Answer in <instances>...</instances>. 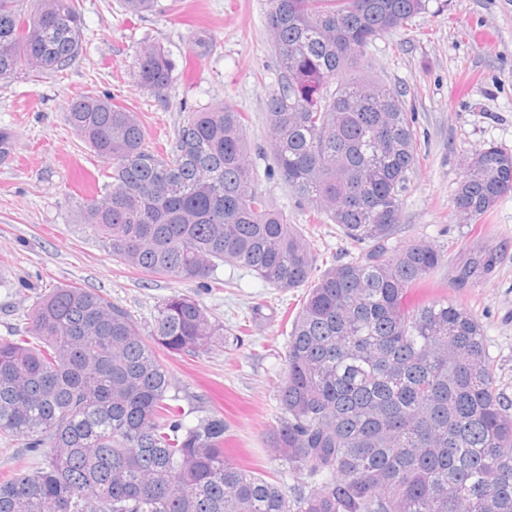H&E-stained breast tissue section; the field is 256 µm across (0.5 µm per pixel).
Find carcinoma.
<instances>
[{
    "instance_id": "cac0c4a2",
    "label": "carcinoma",
    "mask_w": 512,
    "mask_h": 512,
    "mask_svg": "<svg viewBox=\"0 0 512 512\" xmlns=\"http://www.w3.org/2000/svg\"><path fill=\"white\" fill-rule=\"evenodd\" d=\"M77 0H0V82L24 65L64 71L79 56ZM429 0H270L268 38L284 76L266 101L271 164L312 218L336 225L348 260L321 262L313 240L256 186L247 116L189 113L164 149L136 112L80 96L67 124L111 164L104 191L76 204L112 257L148 276L222 288L216 270L252 271L280 290L308 288L296 312L267 435L288 485L235 462L224 417L184 422L156 353L224 346V326L188 295L156 309L148 335L126 308L77 285L52 289L25 335L0 339V441L42 453L36 471L0 482V512H512V397L483 327L446 297L410 296L444 261L424 239H391L419 163L403 95L359 69L377 36ZM132 15L157 0H120ZM174 62L142 47L138 85L167 101ZM460 224L512 195V153L463 159ZM500 263L480 249L456 274L471 286Z\"/></svg>"
}]
</instances>
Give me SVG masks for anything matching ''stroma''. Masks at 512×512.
<instances>
[{
  "instance_id": "stroma-1",
  "label": "stroma",
  "mask_w": 512,
  "mask_h": 512,
  "mask_svg": "<svg viewBox=\"0 0 512 512\" xmlns=\"http://www.w3.org/2000/svg\"><path fill=\"white\" fill-rule=\"evenodd\" d=\"M268 9L269 0H158L155 12L134 16L118 0H80L84 42L74 64L0 82V128L14 135L10 156L0 161V337L21 334L26 312L60 286L105 294L144 325L165 298L193 297L223 325L224 344L196 357L166 356L185 421L220 413L225 448L263 473L278 468L266 435L279 419L276 387L304 289L281 291L224 265L216 274L231 286L211 291L114 261L103 238L73 215L75 200L99 192L110 170L67 125L64 111L82 95L110 97L138 112L157 146L173 140L188 108L222 104L246 113L248 140L264 145L266 99L280 80L265 31ZM200 35L212 43L204 55L194 44ZM147 44L164 47L175 62L164 103L136 83ZM360 68L404 92L423 153L392 244L422 238L443 250L430 289L477 316L500 385L512 395V196L478 231L456 223L452 212L463 157L489 145L512 152V0H430L426 13L370 44ZM481 244L497 249L500 266L473 287L456 288L457 266Z\"/></svg>"
}]
</instances>
